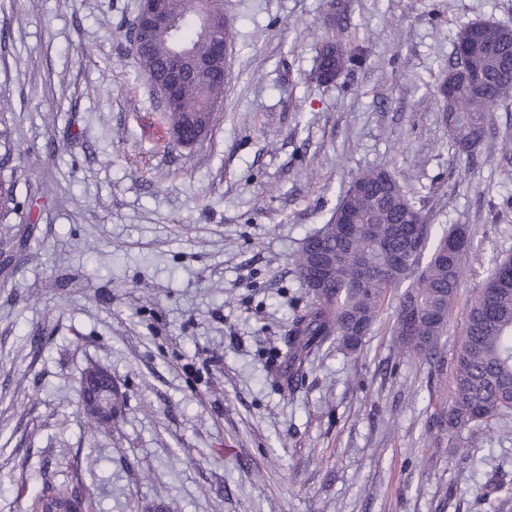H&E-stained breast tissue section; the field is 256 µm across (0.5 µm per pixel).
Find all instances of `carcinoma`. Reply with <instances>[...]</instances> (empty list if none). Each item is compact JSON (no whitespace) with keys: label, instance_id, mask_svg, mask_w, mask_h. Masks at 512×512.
I'll use <instances>...</instances> for the list:
<instances>
[{"label":"carcinoma","instance_id":"carcinoma-1","mask_svg":"<svg viewBox=\"0 0 512 512\" xmlns=\"http://www.w3.org/2000/svg\"><path fill=\"white\" fill-rule=\"evenodd\" d=\"M222 15V0H170V23L147 44L133 48L139 73L155 87L166 67L210 53V38L198 19ZM317 69L339 77L365 62L342 43L326 38L315 47ZM445 77L434 90L448 125L452 149L473 154L492 126L494 112L512 99V27L479 20L460 28ZM226 81L197 75L183 84L181 105L163 110L166 132L185 122L186 114L203 118L224 100ZM471 253L467 229L432 224L415 198L384 167L357 174L316 233L306 237L293 259L295 273L308 290V302L294 309L278 357L288 365V390L305 378L308 357L336 342L353 354L374 332L384 308L398 301L391 332L403 353L432 364L442 374L443 338L451 306ZM452 395L438 427L477 436L489 423L512 412V255L494 263L483 287L471 300L462 342L450 361ZM78 490L93 512L90 488L46 484L32 499L31 512H42Z\"/></svg>","mask_w":512,"mask_h":512}]
</instances>
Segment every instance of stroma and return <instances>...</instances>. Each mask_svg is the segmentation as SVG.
Masks as SVG:
<instances>
[{
    "label": "stroma",
    "instance_id": "obj_1",
    "mask_svg": "<svg viewBox=\"0 0 512 512\" xmlns=\"http://www.w3.org/2000/svg\"><path fill=\"white\" fill-rule=\"evenodd\" d=\"M223 0L236 37L212 131L168 143L130 42L138 0H0V512L44 484L95 512H488L512 477V413L479 438L436 428L450 375L402 355L387 307L356 354L324 346L288 391L272 357L307 290L292 259L360 172L384 166L474 255L452 356L485 272L512 254V137L500 107L476 159L437 100L458 29L512 26V0ZM363 50L330 84L315 34ZM52 186L53 196L42 194ZM119 392L109 429L79 418L83 371Z\"/></svg>",
    "mask_w": 512,
    "mask_h": 512
}]
</instances>
